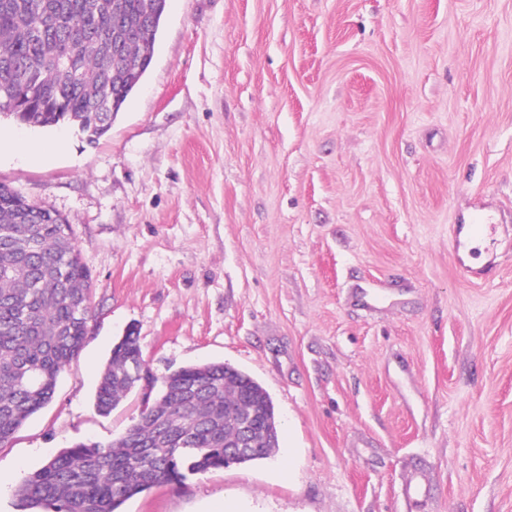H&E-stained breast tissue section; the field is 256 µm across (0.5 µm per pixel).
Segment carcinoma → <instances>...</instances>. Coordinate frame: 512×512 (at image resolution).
Here are the masks:
<instances>
[{
	"instance_id": "obj_1",
	"label": "carcinoma",
	"mask_w": 512,
	"mask_h": 512,
	"mask_svg": "<svg viewBox=\"0 0 512 512\" xmlns=\"http://www.w3.org/2000/svg\"><path fill=\"white\" fill-rule=\"evenodd\" d=\"M165 11L166 0H0V113L33 127L73 125L96 141L142 82ZM92 286L71 226L0 186V444L53 399L86 336ZM143 366L132 330L101 377L99 413L137 386ZM243 414L255 415L257 444L240 464L277 447L268 391L224 362L173 370L120 438L64 448L26 475L17 512H120L156 484L220 469Z\"/></svg>"
}]
</instances>
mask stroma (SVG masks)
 <instances>
[{"instance_id": "35a3bbf8", "label": "stroma", "mask_w": 512, "mask_h": 512, "mask_svg": "<svg viewBox=\"0 0 512 512\" xmlns=\"http://www.w3.org/2000/svg\"><path fill=\"white\" fill-rule=\"evenodd\" d=\"M0 129L62 142L1 155L0 184L65 218L93 280L52 401L0 445V512L137 420L144 384L95 408L131 330L154 377L250 374L279 446L123 512H512V0H167L97 142ZM477 216L468 282L451 227Z\"/></svg>"}]
</instances>
